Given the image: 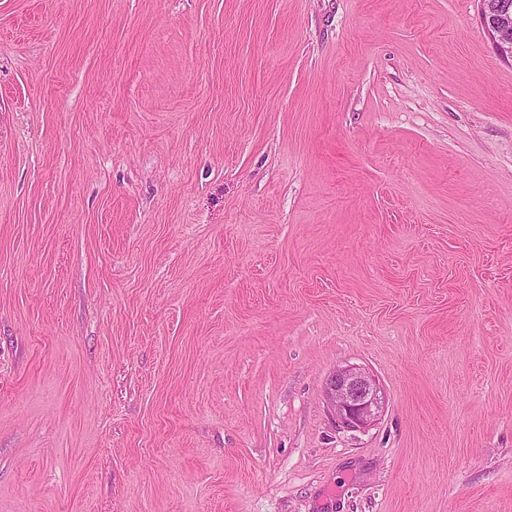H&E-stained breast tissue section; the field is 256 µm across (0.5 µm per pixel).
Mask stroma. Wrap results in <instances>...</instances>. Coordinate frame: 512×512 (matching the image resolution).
Instances as JSON below:
<instances>
[{"mask_svg": "<svg viewBox=\"0 0 512 512\" xmlns=\"http://www.w3.org/2000/svg\"><path fill=\"white\" fill-rule=\"evenodd\" d=\"M478 8L0 0V512H512ZM326 396L337 425L351 431L369 427L384 405V395L376 381L351 367L334 371L326 385Z\"/></svg>", "mask_w": 512, "mask_h": 512, "instance_id": "obj_1", "label": "stroma"}]
</instances>
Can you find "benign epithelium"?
<instances>
[{
	"label": "benign epithelium",
	"instance_id": "1",
	"mask_svg": "<svg viewBox=\"0 0 512 512\" xmlns=\"http://www.w3.org/2000/svg\"><path fill=\"white\" fill-rule=\"evenodd\" d=\"M483 28L497 54L512 60V3L509 0H481ZM328 403L337 425L358 431L369 427L383 409L384 395L368 374L351 367H339L326 385Z\"/></svg>",
	"mask_w": 512,
	"mask_h": 512
}]
</instances>
